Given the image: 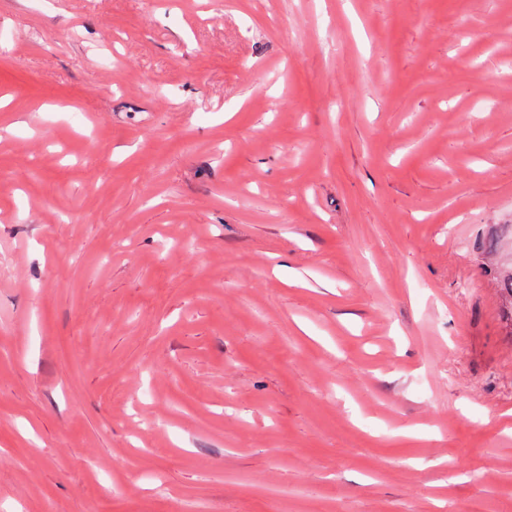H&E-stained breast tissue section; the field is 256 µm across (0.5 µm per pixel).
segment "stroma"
<instances>
[{
    "label": "stroma",
    "instance_id": "1",
    "mask_svg": "<svg viewBox=\"0 0 512 512\" xmlns=\"http://www.w3.org/2000/svg\"><path fill=\"white\" fill-rule=\"evenodd\" d=\"M512 0H0V512H512Z\"/></svg>",
    "mask_w": 512,
    "mask_h": 512
}]
</instances>
